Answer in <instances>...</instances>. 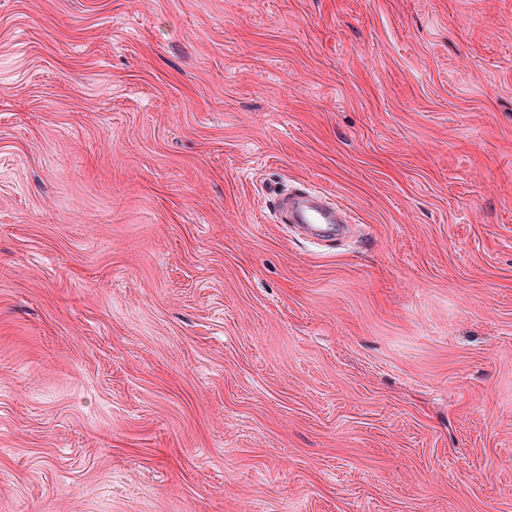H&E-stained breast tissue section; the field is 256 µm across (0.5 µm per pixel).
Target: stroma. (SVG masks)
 Returning a JSON list of instances; mask_svg holds the SVG:
<instances>
[{
	"instance_id": "stroma-1",
	"label": "stroma",
	"mask_w": 512,
	"mask_h": 512,
	"mask_svg": "<svg viewBox=\"0 0 512 512\" xmlns=\"http://www.w3.org/2000/svg\"><path fill=\"white\" fill-rule=\"evenodd\" d=\"M0 512H512V0H0ZM341 204L327 197H320L300 189L281 199V214L284 224H299L298 227L310 238L323 237L320 224H335L336 215L343 214Z\"/></svg>"
}]
</instances>
